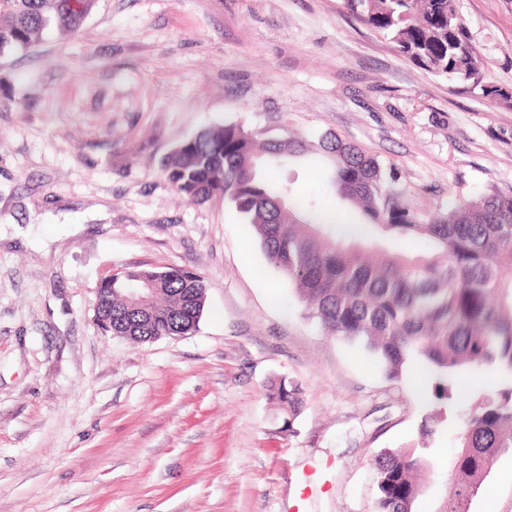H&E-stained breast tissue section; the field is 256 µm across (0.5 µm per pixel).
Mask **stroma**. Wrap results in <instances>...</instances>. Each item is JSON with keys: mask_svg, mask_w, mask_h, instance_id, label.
<instances>
[{"mask_svg": "<svg viewBox=\"0 0 512 512\" xmlns=\"http://www.w3.org/2000/svg\"><path fill=\"white\" fill-rule=\"evenodd\" d=\"M480 85L400 55L343 0H99L74 34L0 59V512H373L371 459L418 439L427 389L306 318L222 196L188 202L162 159L224 122L300 138L278 171L323 194L332 133L406 204L512 192V0H457ZM202 275L196 332L134 343L93 322L105 267ZM299 383L291 428L265 396ZM412 512H444L459 420L499 386L469 371ZM498 456L470 512H512Z\"/></svg>", "mask_w": 512, "mask_h": 512, "instance_id": "stroma-1", "label": "stroma"}]
</instances>
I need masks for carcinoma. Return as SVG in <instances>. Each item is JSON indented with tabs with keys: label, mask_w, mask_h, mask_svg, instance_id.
Instances as JSON below:
<instances>
[{
	"label": "carcinoma",
	"mask_w": 512,
	"mask_h": 512,
	"mask_svg": "<svg viewBox=\"0 0 512 512\" xmlns=\"http://www.w3.org/2000/svg\"><path fill=\"white\" fill-rule=\"evenodd\" d=\"M98 0H0V57L26 51L51 30H77ZM350 14L388 38L405 58L459 83H480L481 62L470 49L456 0H346ZM332 162L329 187L342 207L321 208L292 195L271 172L305 152L296 138L270 140L238 123L206 128L163 162L173 188L198 204L224 195L251 224L269 263L294 290L307 317L324 332L373 354L390 379L417 361L432 375V409L420 441L386 448L372 459L379 497L375 512H412L419 473L428 467L426 437L448 419L456 378L492 367L512 376V194L448 203L428 218L403 201L392 172L357 145L324 135ZM358 230L340 234L343 207ZM415 239L433 255L394 254L382 244L365 252L356 240ZM99 287L112 298V335L136 342L195 332L206 301L204 278L176 268L114 270ZM130 288H153L150 310L125 299ZM266 398L291 428L302 408L299 384L280 377ZM447 512L470 503L499 454L512 449V385L482 396L465 416Z\"/></svg>",
	"instance_id": "cac0c4a2"
}]
</instances>
